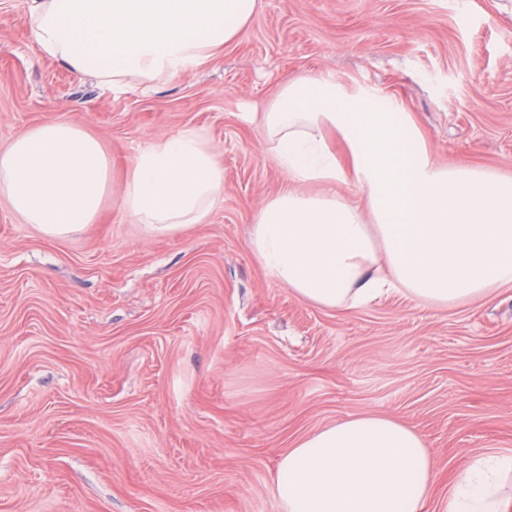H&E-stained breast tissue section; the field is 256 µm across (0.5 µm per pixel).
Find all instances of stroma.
Segmentation results:
<instances>
[{
  "label": "stroma",
  "mask_w": 512,
  "mask_h": 512,
  "mask_svg": "<svg viewBox=\"0 0 512 512\" xmlns=\"http://www.w3.org/2000/svg\"><path fill=\"white\" fill-rule=\"evenodd\" d=\"M300 76L397 100L437 164L512 174V0H257L214 57L123 90L43 56L24 0H0V142L80 124L117 188L146 140L199 126L224 164L223 204L173 233L113 195L50 240L0 202V512H278L281 455L362 412L425 437L428 512L472 457L512 449V288L344 313L252 253L250 218L284 177L246 114Z\"/></svg>",
  "instance_id": "35a3bbf8"
}]
</instances>
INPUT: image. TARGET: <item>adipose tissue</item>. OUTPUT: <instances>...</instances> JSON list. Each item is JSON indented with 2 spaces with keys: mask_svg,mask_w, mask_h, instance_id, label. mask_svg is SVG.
<instances>
[{
  "mask_svg": "<svg viewBox=\"0 0 512 512\" xmlns=\"http://www.w3.org/2000/svg\"><path fill=\"white\" fill-rule=\"evenodd\" d=\"M256 0H32L41 53L108 87L188 72L248 24ZM253 120L285 183L255 211L249 245L301 301L353 311L392 291L432 308L512 287V176L436 164L409 113L333 79L289 80ZM347 150L339 158L328 142ZM359 192L348 200L343 187ZM112 189L102 142L50 119L0 143V197L22 223L64 238L96 223ZM224 165L205 129L139 147L120 191L132 223L169 233L206 223ZM439 482L424 437L364 412L299 437L273 477L278 512H423ZM512 452L474 456L440 512H512Z\"/></svg>",
  "mask_w": 512,
  "mask_h": 512,
  "instance_id": "ef3b65f1",
  "label": "adipose tissue"
}]
</instances>
